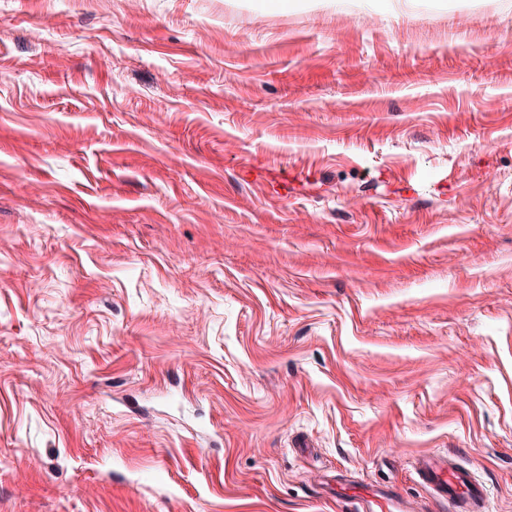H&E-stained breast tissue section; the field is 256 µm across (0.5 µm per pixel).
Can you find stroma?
Returning a JSON list of instances; mask_svg holds the SVG:
<instances>
[{"label": "stroma", "instance_id": "1", "mask_svg": "<svg viewBox=\"0 0 512 512\" xmlns=\"http://www.w3.org/2000/svg\"><path fill=\"white\" fill-rule=\"evenodd\" d=\"M512 512V0H0V512ZM418 481L450 512H487L488 491L470 469L458 462L425 458L417 472ZM326 486L331 496L350 502L353 512H391L403 507L402 496L388 485L368 487L336 475Z\"/></svg>", "mask_w": 512, "mask_h": 512}]
</instances>
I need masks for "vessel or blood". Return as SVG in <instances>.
I'll return each mask as SVG.
<instances>
[{"mask_svg":"<svg viewBox=\"0 0 512 512\" xmlns=\"http://www.w3.org/2000/svg\"><path fill=\"white\" fill-rule=\"evenodd\" d=\"M417 477L449 512H487L488 491L470 469L441 458L423 459ZM331 496L350 502L352 512H396L401 495L391 486L368 487L337 476L327 483Z\"/></svg>","mask_w":512,"mask_h":512,"instance_id":"1","label":"vessel or blood"}]
</instances>
